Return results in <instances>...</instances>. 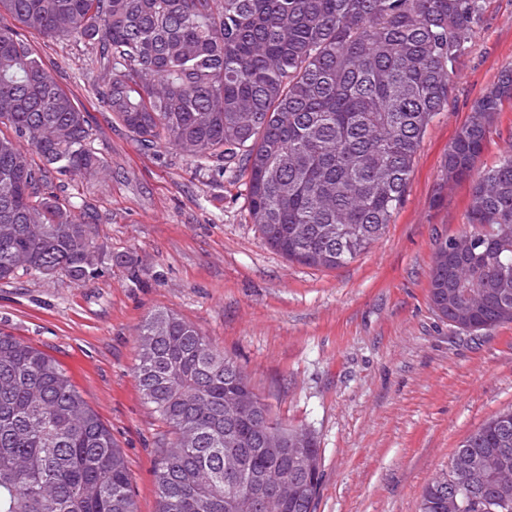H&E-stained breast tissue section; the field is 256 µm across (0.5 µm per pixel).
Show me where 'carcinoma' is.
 Segmentation results:
<instances>
[{
    "label": "carcinoma",
    "mask_w": 512,
    "mask_h": 512,
    "mask_svg": "<svg viewBox=\"0 0 512 512\" xmlns=\"http://www.w3.org/2000/svg\"><path fill=\"white\" fill-rule=\"evenodd\" d=\"M488 0H0V281L94 276L99 223L49 174L97 180L87 119L23 36L83 45L95 98L146 146L199 166L234 164L265 242L336 269L365 253L401 206L421 137L454 98L452 75ZM512 67L474 103L445 179L470 182L472 230L442 241L431 301L466 332L512 323V152L476 173ZM456 251L448 258V244ZM136 377L169 428L157 512H256L236 480L277 474L276 512H314L313 434L275 421L237 363L168 311L141 331ZM275 430L256 446L263 424ZM0 512H136L121 449L70 377L0 332ZM421 512H512V409L484 423L424 490Z\"/></svg>",
    "instance_id": "cac0c4a2"
}]
</instances>
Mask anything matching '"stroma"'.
I'll list each match as a JSON object with an SVG mask.
<instances>
[{"label":"stroma","instance_id":"obj_1","mask_svg":"<svg viewBox=\"0 0 512 512\" xmlns=\"http://www.w3.org/2000/svg\"><path fill=\"white\" fill-rule=\"evenodd\" d=\"M27 39L87 113L111 174L52 181L100 215L97 273L79 284L1 281L0 331L70 376L123 451L138 512L157 510L153 471L167 433L136 378L140 327L157 310L195 325L237 362L275 419L313 431L315 512H420L460 443L512 408V323L467 333L429 299L438 244L469 228V186L445 180L444 159L474 101L512 66V0H488L456 70V100L428 125L391 224L336 269L288 261L265 243L239 168H199L115 123L92 94L83 46ZM510 151L507 102L479 165Z\"/></svg>","mask_w":512,"mask_h":512}]
</instances>
